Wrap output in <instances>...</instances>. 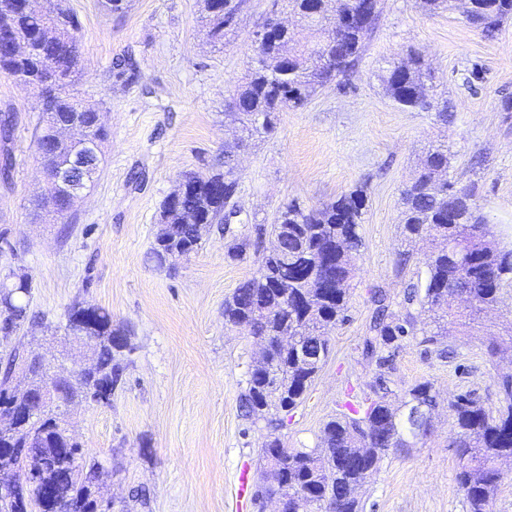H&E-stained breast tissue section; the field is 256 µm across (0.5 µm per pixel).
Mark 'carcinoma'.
Masks as SVG:
<instances>
[{"instance_id":"carcinoma-1","label":"carcinoma","mask_w":512,"mask_h":512,"mask_svg":"<svg viewBox=\"0 0 512 512\" xmlns=\"http://www.w3.org/2000/svg\"><path fill=\"white\" fill-rule=\"evenodd\" d=\"M281 6L299 10L296 29L283 38V56L252 60L233 113L242 138L262 136L273 124L275 114L308 103L318 89L345 74L331 70V58L346 52L360 56L367 33L349 31L343 41H329L336 25V14L357 6L359 0H328L326 15L315 25L306 21L301 0H280ZM424 11L438 13L461 10L462 19L494 37L503 24L512 19V0H418ZM202 22L206 35L215 45H224L226 22L236 17L231 0H205ZM13 22L17 35L30 43L32 51L15 58H0V70L7 76L41 89L47 101L41 111L33 146L41 163L55 168L67 154L56 152L55 129L58 125L80 120L94 127L98 151H103L109 133L95 125L93 105L79 97L76 89L79 72V24L64 6L63 0H47L45 10L36 12L27 0H0V21ZM427 66L421 54L408 50L405 56L388 62L380 79L387 95L404 109H429L425 83ZM17 121L12 110L0 111V183L12 184L14 158L10 143ZM450 168L448 148L439 145L427 152L418 177L402 196L400 224L408 240H426L430 253L424 285H411L399 310L381 290L373 293L375 312L364 338L363 355L374 363L378 373L368 385L369 394L362 404L348 406L323 424L320 441L313 448H286L281 440L284 416L305 399L330 353L327 330L347 319L349 274L362 247L359 228L365 195L361 189L344 194L321 207H305L290 201L280 207L275 222L257 224L253 234L235 237L227 245V255L240 259L249 250L259 251L263 236L282 239L283 250H268L258 258L253 275L243 281L224 300V322L232 327L244 319L257 324L263 336H275L283 329L298 334L299 346L279 353L273 376L251 370L247 387L240 396V408L247 419L262 421L267 430L260 448L264 480L256 486L254 501L265 500L288 488L283 512H305L316 500L329 506L339 502L344 512H362L356 489L375 473L391 451L405 453L415 447L422 434L411 430L408 422L413 411L430 409L437 403L433 385L423 382L404 392L400 405L392 404L389 375L393 370L391 345L407 336L423 335L422 342L447 352L448 319L462 328L469 327L482 312L495 306L507 275L512 273V250L501 247L481 216L472 193L459 190L439 195L433 176ZM189 190L173 208L163 203L150 260L158 267L174 263L180 256L196 252L200 245L197 224L224 220L225 173H189L182 176ZM330 256L329 265L318 273L336 279L332 297L314 313L306 316L292 307L293 295L300 292L294 283L297 271L321 253ZM18 282L0 290V336L18 333L29 318L32 277L21 271ZM466 285L472 301L462 311L453 307L455 289ZM418 304L429 314L419 321L410 306ZM90 318L96 327L91 345L99 360V371L92 380L65 388L69 395H84L90 403L109 404L123 383L127 359L114 338L121 331L112 328V315L100 307L73 303L66 319ZM12 352L8 343L0 351V415L25 413L33 406L34 396L8 387ZM455 423L456 442L463 448V462L456 474L459 491L467 512H488V506L502 480L497 468L501 460L512 459V373L498 381L496 402L491 406L469 395L460 394L448 401ZM40 440L29 443L32 427L24 424L8 438L0 436L5 448H25L28 456L0 457V478L15 480L25 497L0 502V512H41L38 488L29 473L36 469L52 477L55 500L47 512H96L97 500L91 484L100 464L84 460L79 453L58 462L59 453L82 444L72 440L68 430L55 420H46L38 429Z\"/></svg>"}]
</instances>
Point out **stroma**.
I'll return each instance as SVG.
<instances>
[{
    "label": "stroma",
    "instance_id": "35a3bbf8",
    "mask_svg": "<svg viewBox=\"0 0 512 512\" xmlns=\"http://www.w3.org/2000/svg\"><path fill=\"white\" fill-rule=\"evenodd\" d=\"M237 3V23L219 49L202 27L201 0H126L119 12L103 0H65L81 24L78 91L102 112L109 139L90 194L61 223L31 214L46 187L32 147L36 94L0 75V110L18 115L13 183L0 185V278L17 267L33 278L35 321L25 334L63 329L67 308L80 301L109 311L129 336L125 381L111 405L79 406L70 416L85 458L111 473L106 494L129 512H259L252 498L237 496L240 474L253 486L261 480L266 430L239 410L258 348L224 324L225 298L257 261L251 252L228 258L225 229L249 234L291 200L311 207L357 188L366 194L348 318L332 330L331 353L303 403L285 417L281 438L291 448L314 447L324 422L363 399L376 374L362 354L374 291L398 305L425 277L424 250L404 241L398 216L430 144L447 143L451 179L471 190L501 245L512 246V112L501 109L512 100V21L490 39L457 14L381 0L379 23L349 75L303 108L278 113L270 133L239 148L226 110L273 0ZM411 47L433 71L447 118L401 109L385 93V60ZM228 152L238 186L227 225H207L197 253L154 266L148 255L162 201L180 175L223 169ZM405 249L412 258L401 268ZM448 333L453 352L445 358L416 337L398 343L392 389L400 395L431 383L439 405L428 436L389 454L359 489L364 512H465L448 402L464 393L493 398L499 375L512 372V285L466 334L453 325ZM138 486L147 504L130 501Z\"/></svg>",
    "mask_w": 512,
    "mask_h": 512
}]
</instances>
